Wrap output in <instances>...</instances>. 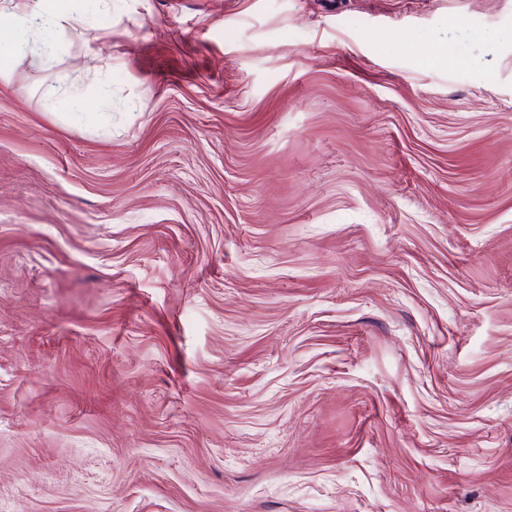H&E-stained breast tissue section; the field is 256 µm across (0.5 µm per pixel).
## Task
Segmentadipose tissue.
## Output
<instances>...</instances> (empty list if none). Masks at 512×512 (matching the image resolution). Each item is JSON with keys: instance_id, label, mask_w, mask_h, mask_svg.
<instances>
[{"instance_id": "ef3b65f1", "label": "adipose tissue", "mask_w": 512, "mask_h": 512, "mask_svg": "<svg viewBox=\"0 0 512 512\" xmlns=\"http://www.w3.org/2000/svg\"><path fill=\"white\" fill-rule=\"evenodd\" d=\"M12 16L8 32L0 36V78L8 75L12 58L23 50L35 65L51 67L59 37L84 23L85 9L80 0L66 11L48 5L47 0H18Z\"/></svg>"}]
</instances>
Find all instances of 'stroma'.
<instances>
[{
  "mask_svg": "<svg viewBox=\"0 0 512 512\" xmlns=\"http://www.w3.org/2000/svg\"><path fill=\"white\" fill-rule=\"evenodd\" d=\"M0 512H512V0H112L16 57Z\"/></svg>",
  "mask_w": 512,
  "mask_h": 512,
  "instance_id": "35a3bbf8",
  "label": "stroma"
}]
</instances>
